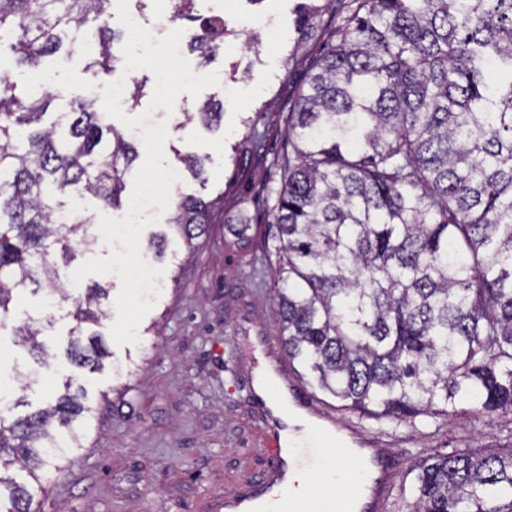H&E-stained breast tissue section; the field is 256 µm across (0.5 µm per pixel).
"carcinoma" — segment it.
Wrapping results in <instances>:
<instances>
[{"label": "carcinoma", "instance_id": "1", "mask_svg": "<svg viewBox=\"0 0 512 512\" xmlns=\"http://www.w3.org/2000/svg\"><path fill=\"white\" fill-rule=\"evenodd\" d=\"M112 0H0V57L43 68L88 34L99 52L86 69L109 75L119 60ZM188 41L201 62L224 45V17L193 18ZM330 40L306 70L285 115L288 150L271 207L280 338L300 378L338 409L398 427L464 413L512 414V0H299L305 43ZM58 94L18 90L0 75V318L13 292L66 299L59 266L74 260L71 235L91 220L87 195L122 205L137 150L98 100L78 96L44 117ZM218 128L224 105L196 111ZM250 153L266 160L264 136ZM204 183L205 160L177 155ZM212 202L179 200L168 221L183 243L206 230ZM108 289H85L64 357L97 372L109 356L83 325L103 316ZM40 330L24 329L34 356ZM72 379L43 408L0 415V512H34L37 472L59 471L82 447L93 417ZM28 405L0 382V408ZM24 471L32 486L16 479ZM401 489L407 512H512V448L466 445L415 463Z\"/></svg>", "mask_w": 512, "mask_h": 512}]
</instances>
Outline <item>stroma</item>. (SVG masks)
<instances>
[{
	"label": "stroma",
	"mask_w": 512,
	"mask_h": 512,
	"mask_svg": "<svg viewBox=\"0 0 512 512\" xmlns=\"http://www.w3.org/2000/svg\"><path fill=\"white\" fill-rule=\"evenodd\" d=\"M296 0H196L198 13H220L227 33L220 55L193 70L218 72L219 85L199 97L181 94L175 114L152 110L153 121H166L167 165L177 153L206 159L209 180L195 181L187 171L173 185L170 200L195 195L211 201L210 224L192 246L176 253L143 258L164 273L155 283L160 295L138 326V341L117 345L110 334L116 319L114 275L85 277L101 283L111 297L100 330L110 353L102 371L70 366L63 356L74 326L73 300L46 309L42 295L18 288L12 312L0 321V381L40 408L56 384L73 378L85 387L94 418L81 435V446L62 471L54 473L33 506L38 512H224L225 494L263 474L270 461L263 448L270 427L253 399L255 372L272 366L285 382L296 379L282 348L278 310L270 291L272 189L278 176L245 158L250 127L267 134L266 149H287L282 114L304 78V61L314 42L297 45ZM56 92L66 96L101 94L106 76L87 70L83 53L47 63ZM224 104L220 128L184 123L183 115L200 102ZM247 216L250 242L238 244L229 225ZM41 325L47 354L34 360L17 343V330ZM341 425L360 433L373 447L392 453L400 470L440 450L466 444H512V420L477 423L458 415L441 422L438 438L427 425L397 428L356 415L335 412Z\"/></svg>",
	"instance_id": "stroma-1"
}]
</instances>
